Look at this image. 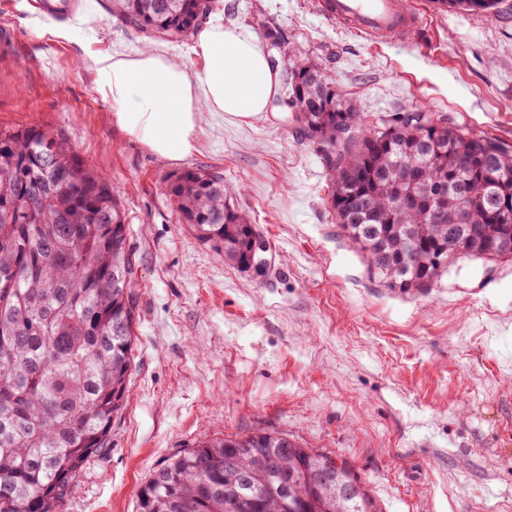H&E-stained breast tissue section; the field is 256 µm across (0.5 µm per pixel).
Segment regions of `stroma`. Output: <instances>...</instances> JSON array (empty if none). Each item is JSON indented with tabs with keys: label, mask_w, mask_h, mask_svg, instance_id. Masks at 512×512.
<instances>
[{
	"label": "stroma",
	"mask_w": 512,
	"mask_h": 512,
	"mask_svg": "<svg viewBox=\"0 0 512 512\" xmlns=\"http://www.w3.org/2000/svg\"><path fill=\"white\" fill-rule=\"evenodd\" d=\"M38 2L0 0V126L64 130L118 188L140 285L129 402L60 512H137L174 455L261 429L345 461L380 512H512V259L459 260L425 293L385 287L340 236L322 160L287 113L208 114L196 153L158 159L94 91L82 36L32 28ZM406 2L423 25L405 46L355 36L314 0H228L215 18L262 46L263 14L365 113L438 112L512 144V11ZM84 4L95 49L148 45L112 0ZM200 165L265 237L264 275L179 221L166 181Z\"/></svg>",
	"instance_id": "obj_1"
}]
</instances>
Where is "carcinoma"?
<instances>
[{
	"label": "carcinoma",
	"instance_id": "obj_1",
	"mask_svg": "<svg viewBox=\"0 0 512 512\" xmlns=\"http://www.w3.org/2000/svg\"><path fill=\"white\" fill-rule=\"evenodd\" d=\"M446 9L500 12V0H438ZM219 0H112V15L149 36L179 40ZM296 139L321 154L336 224L371 277L423 291L448 271L436 259L512 248V151L439 118L381 141L373 116L288 46ZM407 166L415 179L398 181ZM496 182H487L488 172ZM178 217L224 262L251 266L256 225L230 204L224 173L190 167L167 179ZM443 203V220L430 211ZM117 191L50 127L0 128V512H57L72 481L110 448L127 402L138 312L137 261ZM260 430L201 441L141 486L138 512H380L327 453ZM289 462L272 470L267 458ZM236 468L225 469V462Z\"/></svg>",
	"mask_w": 512,
	"mask_h": 512
}]
</instances>
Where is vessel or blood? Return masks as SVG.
I'll use <instances>...</instances> for the list:
<instances>
[{
	"label": "vessel or blood",
	"instance_id": "b4317fda",
	"mask_svg": "<svg viewBox=\"0 0 512 512\" xmlns=\"http://www.w3.org/2000/svg\"><path fill=\"white\" fill-rule=\"evenodd\" d=\"M316 10L324 17L349 26L361 38L404 39L421 26L419 15L403 0H316Z\"/></svg>",
	"mask_w": 512,
	"mask_h": 512
}]
</instances>
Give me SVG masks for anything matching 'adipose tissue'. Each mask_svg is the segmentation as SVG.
<instances>
[{
  "label": "adipose tissue",
  "mask_w": 512,
  "mask_h": 512,
  "mask_svg": "<svg viewBox=\"0 0 512 512\" xmlns=\"http://www.w3.org/2000/svg\"><path fill=\"white\" fill-rule=\"evenodd\" d=\"M33 23L63 39L83 32L94 89L112 104L115 124L169 162L195 152L205 113L262 118L278 92L279 70L264 51L237 29L221 24H203L194 34L191 51L201 59L202 69L192 75L152 46L133 54L93 50L96 33L86 14L66 24L50 25L40 17Z\"/></svg>",
  "instance_id": "obj_1"
}]
</instances>
